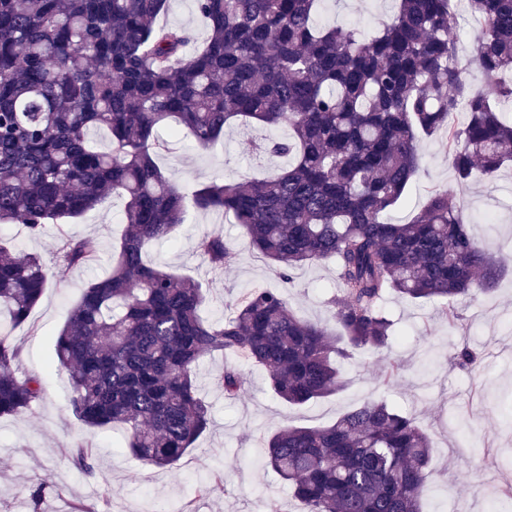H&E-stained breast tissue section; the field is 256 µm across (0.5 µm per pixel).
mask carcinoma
I'll list each match as a JSON object with an SVG mask.
<instances>
[{"label":"carcinoma","mask_w":512,"mask_h":512,"mask_svg":"<svg viewBox=\"0 0 512 512\" xmlns=\"http://www.w3.org/2000/svg\"><path fill=\"white\" fill-rule=\"evenodd\" d=\"M321 0H196L207 37L157 23L168 0H0V223L39 235L109 196L124 200L126 233L110 271L89 283L55 341L70 372L73 414L90 428L119 427L145 465L172 468L211 423L196 369L224 352L264 369L273 394L305 406L343 388L339 363L363 350L383 356L381 380L403 371L385 356L395 293L411 302H453L492 289L512 260L474 236L453 191L436 190L407 223L388 218L423 169L420 140L442 132L456 180L493 178L512 161V0H467L482 23L473 55L477 92L457 56L451 0H397L372 35L321 25ZM467 122H450L459 109ZM210 149L235 122L288 128L265 150L289 158L262 179L210 182L188 194L156 162L169 121ZM106 129L112 147L93 146ZM242 225L250 248L284 282L296 269L331 262L339 293L336 329L299 317L280 288H253L220 320L202 316L199 281L145 259L151 241L176 237L188 210ZM213 272L239 249L216 230L195 240ZM92 238L60 235L56 264L95 260ZM40 259L0 243V416L19 417L46 394L43 376L20 378L12 329L47 288ZM458 364L479 368L464 346ZM216 385L242 391L223 368ZM432 443L414 417L365 400L324 427L284 426L264 462L307 512H422ZM200 491L227 493L214 471Z\"/></svg>","instance_id":"1"}]
</instances>
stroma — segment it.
Returning <instances> with one entry per match:
<instances>
[{
    "mask_svg": "<svg viewBox=\"0 0 512 512\" xmlns=\"http://www.w3.org/2000/svg\"><path fill=\"white\" fill-rule=\"evenodd\" d=\"M394 0H324L318 15L325 25L351 24L376 31L394 14ZM259 127H235L211 150L194 148L186 139L168 137L159 165L183 191L212 181L260 178L284 166V159L256 156L252 142L268 134ZM273 137L287 136L279 128ZM424 172L394 210L397 222L410 221L435 190L452 189L456 203L476 236L497 255L512 254V168L488 180L475 176L457 183L448 163L446 138L421 141ZM123 201L105 200L64 229L47 225L38 236L24 225L0 226V241L39 256L48 287L28 320L15 329L21 349L19 377L45 379L46 396L22 417H0V512H71L73 504L88 512H267L278 502L283 512H305L286 481L263 465L264 440L284 426L332 424L349 408L368 399L387 401L428 431L434 471L432 491L423 512H512V273H504L493 289L475 299L456 302V324H449L447 301L412 303L390 295L386 308L395 322L392 355L404 366L391 385L380 381L375 357L359 352L341 366L346 386L337 395L293 407L271 392L265 371L232 355L215 353L200 360L197 383L210 405L212 424L173 468L142 464L123 446L118 429L85 426L71 410L69 375L54 365V342L83 289L110 268L121 233ZM216 229L240 250L231 270L212 273L196 253L195 240ZM89 237L98 246L89 265L58 269L55 251L60 234ZM152 261L166 270L189 275L207 287L205 318L228 314L231 305L253 287L284 288L293 310L310 320H329L328 297L338 291L333 264L295 270L290 287L269 264L250 252L242 227L232 217L190 213L176 240L153 247ZM469 342L482 356L479 373L459 369L455 355ZM236 364L244 385L230 399L214 383L224 365ZM91 446L93 472L78 469L71 452ZM224 472L229 495L201 497L199 482L213 470Z\"/></svg>",
    "mask_w": 512,
    "mask_h": 512,
    "instance_id": "obj_1",
    "label": "stroma"
}]
</instances>
